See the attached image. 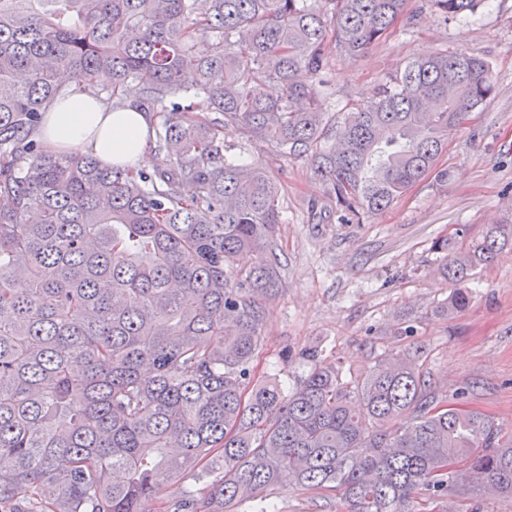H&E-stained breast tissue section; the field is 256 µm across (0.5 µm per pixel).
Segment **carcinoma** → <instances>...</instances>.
Listing matches in <instances>:
<instances>
[{
    "label": "carcinoma",
    "mask_w": 512,
    "mask_h": 512,
    "mask_svg": "<svg viewBox=\"0 0 512 512\" xmlns=\"http://www.w3.org/2000/svg\"><path fill=\"white\" fill-rule=\"evenodd\" d=\"M433 2L467 23L487 0ZM405 3L0 0V512H229L284 480L347 512H415L460 482L512 499V434L449 406L422 346L348 379L305 349L294 391L253 382L280 191L224 156V131L311 160L355 216L448 177L449 141L494 89L484 58L435 52L325 106L331 53L388 37ZM102 72L112 108L151 114L150 172L34 139ZM433 248L452 316L512 253V219ZM192 472L213 480L161 501Z\"/></svg>",
    "instance_id": "cac0c4a2"
}]
</instances>
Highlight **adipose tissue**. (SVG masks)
Returning a JSON list of instances; mask_svg holds the SVG:
<instances>
[{
  "label": "adipose tissue",
  "instance_id": "ef3b65f1",
  "mask_svg": "<svg viewBox=\"0 0 512 512\" xmlns=\"http://www.w3.org/2000/svg\"><path fill=\"white\" fill-rule=\"evenodd\" d=\"M149 114L129 108L112 111L93 96L76 91L47 113L40 138L47 150L81 149L104 165L149 164Z\"/></svg>",
  "mask_w": 512,
  "mask_h": 512
}]
</instances>
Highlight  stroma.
<instances>
[{
  "label": "stroma",
  "mask_w": 512,
  "mask_h": 512,
  "mask_svg": "<svg viewBox=\"0 0 512 512\" xmlns=\"http://www.w3.org/2000/svg\"><path fill=\"white\" fill-rule=\"evenodd\" d=\"M446 50L485 58L494 91L442 157L447 179L418 183L380 213L342 220L309 160L226 134L229 157L260 163L276 178L284 217L276 231L279 288L263 303L265 347L255 376L289 389L303 372L293 359L303 349H318L350 376L368 371L379 354L417 343L447 396L471 387L467 407L512 429V253L479 270L472 304L448 317L439 309L454 286L438 270L444 254L432 248L459 229L480 237L512 215V0H490L466 26L444 21L432 0H407L386 39L357 56H331L325 93L338 106L360 100L409 59ZM232 512L346 510L336 492L284 481Z\"/></svg>",
  "instance_id": "obj_1"
}]
</instances>
